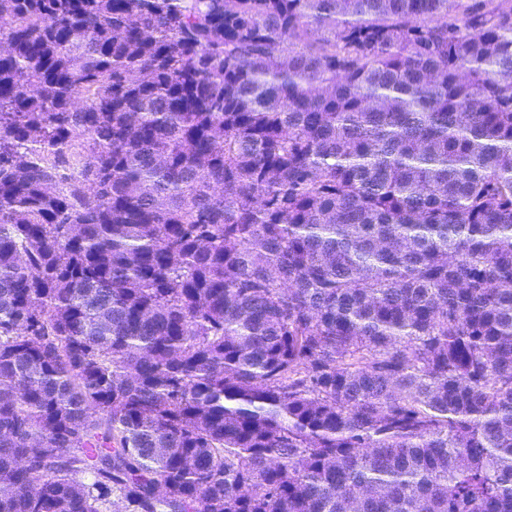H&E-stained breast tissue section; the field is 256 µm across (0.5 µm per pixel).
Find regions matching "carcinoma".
I'll use <instances>...</instances> for the list:
<instances>
[{"instance_id": "obj_1", "label": "carcinoma", "mask_w": 512, "mask_h": 512, "mask_svg": "<svg viewBox=\"0 0 512 512\" xmlns=\"http://www.w3.org/2000/svg\"><path fill=\"white\" fill-rule=\"evenodd\" d=\"M0 512H512V0H0Z\"/></svg>"}]
</instances>
